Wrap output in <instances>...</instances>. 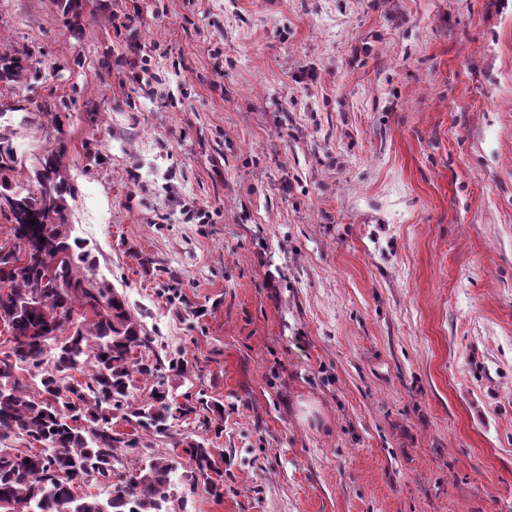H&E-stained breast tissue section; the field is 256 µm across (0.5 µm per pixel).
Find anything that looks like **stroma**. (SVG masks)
I'll return each mask as SVG.
<instances>
[{
    "label": "stroma",
    "mask_w": 512,
    "mask_h": 512,
    "mask_svg": "<svg viewBox=\"0 0 512 512\" xmlns=\"http://www.w3.org/2000/svg\"><path fill=\"white\" fill-rule=\"evenodd\" d=\"M78 5L0 0L41 69L0 132L63 137L73 236L216 406L125 466L177 457L176 512H512V0ZM215 449L208 448L198 441H188L181 450L194 467L190 472V477L193 479L190 485L197 483L201 479L208 488L209 494L220 499L224 496V484L214 479L210 473H214L219 478L223 477L222 469L216 456L222 464H224V456L221 453H217Z\"/></svg>",
    "instance_id": "stroma-1"
}]
</instances>
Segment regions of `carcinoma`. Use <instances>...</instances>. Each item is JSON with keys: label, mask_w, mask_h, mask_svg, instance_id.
Masks as SVG:
<instances>
[{"label": "carcinoma", "mask_w": 512, "mask_h": 512, "mask_svg": "<svg viewBox=\"0 0 512 512\" xmlns=\"http://www.w3.org/2000/svg\"><path fill=\"white\" fill-rule=\"evenodd\" d=\"M36 64L29 54L0 52V86L37 75ZM63 159L61 147L44 149L33 157L35 188L21 187L11 175L26 160L0 133V199L14 201L0 214L15 239L0 245V320L12 336L10 351L0 354V440L21 437L32 444L19 453L0 448V512H58L62 500L72 502L73 512H174L173 458L157 455L115 472L120 449L167 433L175 414L192 413L195 406L175 404L172 385L164 381L152 385L147 400L130 399L135 378H155L161 359L125 295L106 278L87 274L93 259L71 238L64 218L71 188ZM77 306L91 318L75 327ZM60 334L65 338L50 347ZM22 367L40 377L41 398L30 397L15 378ZM72 372L86 378L63 380ZM117 417L132 427L133 437L112 429ZM182 453L193 466V482L203 481L210 495L223 498V454L198 441L186 442ZM91 478L110 484L107 499L77 494Z\"/></svg>", "instance_id": "cac0c4a2"}]
</instances>
